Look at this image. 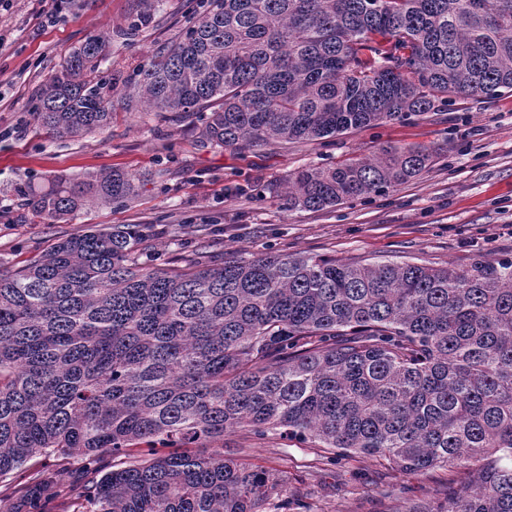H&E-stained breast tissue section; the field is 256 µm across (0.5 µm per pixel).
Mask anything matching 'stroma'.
Returning <instances> with one entry per match:
<instances>
[{"instance_id": "obj_1", "label": "stroma", "mask_w": 512, "mask_h": 512, "mask_svg": "<svg viewBox=\"0 0 512 512\" xmlns=\"http://www.w3.org/2000/svg\"><path fill=\"white\" fill-rule=\"evenodd\" d=\"M133 8L134 0H89L86 7L68 10L57 9L55 0H5L0 6V268H19L86 227L115 224L154 226L156 237L143 260L155 266L178 264L201 250L457 268L478 257H512V92L458 98L423 116L325 140L246 150L201 144L195 131L199 116L121 108L102 133L49 136L33 119L36 91L69 49L88 33L107 35L101 69L123 90L203 3L162 0L150 25L128 36ZM409 144L438 152L420 177L333 208L289 209L283 186L289 174ZM112 169L141 178L133 203L93 206L67 224L46 223L22 208L18 188L27 182ZM224 443L228 453L285 481L288 512H405L435 497L448 480L444 469L417 477L360 456L330 463L320 449L294 441L236 433ZM82 466L75 455L38 457L8 482L66 470L71 480L56 509L72 512Z\"/></svg>"}]
</instances>
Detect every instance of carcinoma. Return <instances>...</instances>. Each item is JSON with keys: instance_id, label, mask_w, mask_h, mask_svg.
Segmentation results:
<instances>
[{"instance_id": "cac0c4a2", "label": "carcinoma", "mask_w": 512, "mask_h": 512, "mask_svg": "<svg viewBox=\"0 0 512 512\" xmlns=\"http://www.w3.org/2000/svg\"><path fill=\"white\" fill-rule=\"evenodd\" d=\"M160 2L135 0L127 34ZM208 2L122 97L129 112L202 115L204 144L312 141L512 91V0ZM108 44L89 34L42 82L35 114L48 134L108 127ZM436 155L390 145L299 170L288 208L385 192ZM137 192L121 170L18 190L49 224ZM154 237L148 224L88 228L0 270V478L76 454L93 474L82 512H288L273 474L224 453L241 430L408 475L452 472L407 512H512V258L144 266ZM107 455L122 466H102ZM62 486L61 472H41L0 512H51Z\"/></svg>"}]
</instances>
